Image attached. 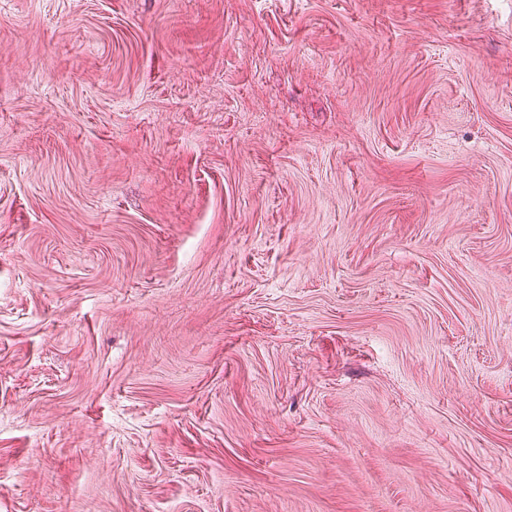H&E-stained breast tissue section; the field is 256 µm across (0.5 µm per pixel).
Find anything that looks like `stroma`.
I'll return each instance as SVG.
<instances>
[{
	"label": "stroma",
	"instance_id": "stroma-1",
	"mask_svg": "<svg viewBox=\"0 0 512 512\" xmlns=\"http://www.w3.org/2000/svg\"><path fill=\"white\" fill-rule=\"evenodd\" d=\"M0 512H512V0H0Z\"/></svg>",
	"mask_w": 512,
	"mask_h": 512
}]
</instances>
